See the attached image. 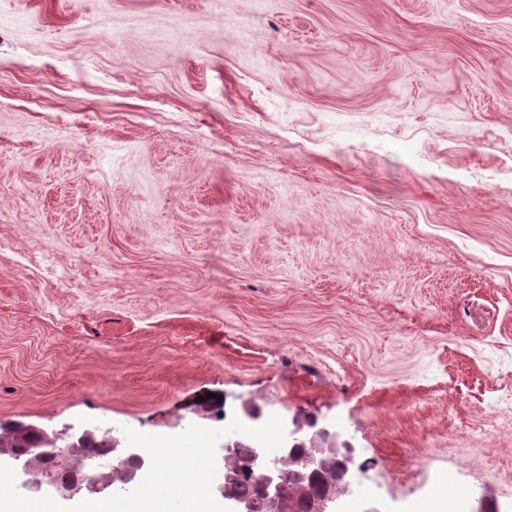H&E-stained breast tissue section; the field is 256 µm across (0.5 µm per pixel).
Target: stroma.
Wrapping results in <instances>:
<instances>
[{
	"instance_id": "obj_1",
	"label": "stroma",
	"mask_w": 512,
	"mask_h": 512,
	"mask_svg": "<svg viewBox=\"0 0 512 512\" xmlns=\"http://www.w3.org/2000/svg\"><path fill=\"white\" fill-rule=\"evenodd\" d=\"M201 398L512 512V0H0V427Z\"/></svg>"
}]
</instances>
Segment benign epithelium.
<instances>
[{
  "label": "benign epithelium",
  "mask_w": 512,
  "mask_h": 512,
  "mask_svg": "<svg viewBox=\"0 0 512 512\" xmlns=\"http://www.w3.org/2000/svg\"><path fill=\"white\" fill-rule=\"evenodd\" d=\"M18 427L33 431L38 440L35 447L25 451L0 452V464L12 466L17 473L19 488L35 496L50 495L64 500L87 496L127 491L135 488L148 470L150 459L140 448L122 444L112 427L100 425H69L61 430L39 428L31 424L20 423ZM102 437L112 446V456L118 461L121 482L113 484L107 480L108 468L94 460L86 462L81 469V477L75 483H57L48 479L43 461L77 450L88 437ZM308 443L311 448L301 455L300 467L287 473L283 464L295 457V446ZM355 452L348 442L340 440V433L334 429L322 427L306 431L301 425H295L291 431V440L281 448L267 455L261 448H255L248 459L249 470L258 474L261 486V499L243 498L236 495L229 486L228 476L219 478L213 486V493L224 500V505L233 512H259L260 500L279 502L282 500L286 477L296 482H304L314 472V465L331 456L339 458L342 475L345 478V493H350L357 482L359 472L354 469Z\"/></svg>",
  "instance_id": "1"
}]
</instances>
